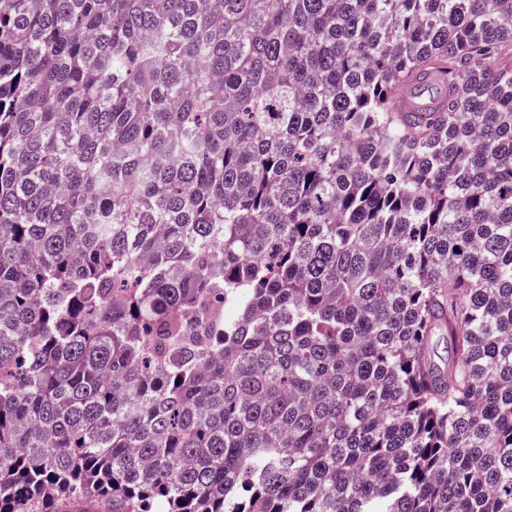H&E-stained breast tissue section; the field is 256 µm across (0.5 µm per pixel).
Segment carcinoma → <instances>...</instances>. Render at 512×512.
<instances>
[{"label": "carcinoma", "mask_w": 512, "mask_h": 512, "mask_svg": "<svg viewBox=\"0 0 512 512\" xmlns=\"http://www.w3.org/2000/svg\"><path fill=\"white\" fill-rule=\"evenodd\" d=\"M97 501L512 512V0H0V512Z\"/></svg>", "instance_id": "1"}]
</instances>
